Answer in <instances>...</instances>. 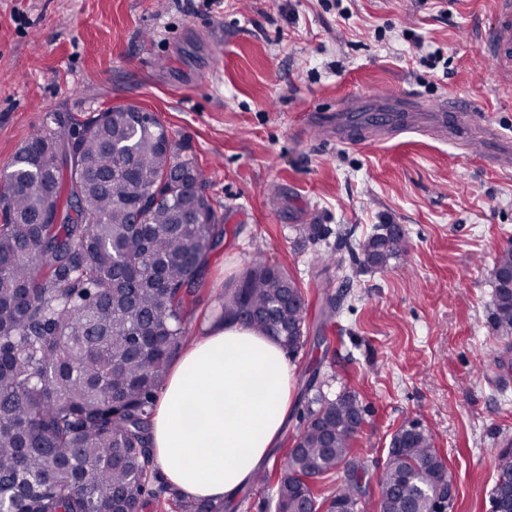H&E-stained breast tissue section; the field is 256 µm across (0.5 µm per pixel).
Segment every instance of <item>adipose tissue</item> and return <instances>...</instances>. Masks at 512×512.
<instances>
[{
    "label": "adipose tissue",
    "mask_w": 512,
    "mask_h": 512,
    "mask_svg": "<svg viewBox=\"0 0 512 512\" xmlns=\"http://www.w3.org/2000/svg\"><path fill=\"white\" fill-rule=\"evenodd\" d=\"M289 383L276 339L215 323L173 366L153 417L164 481L193 498H234L283 434Z\"/></svg>",
    "instance_id": "ef3b65f1"
}]
</instances>
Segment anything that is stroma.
Wrapping results in <instances>:
<instances>
[{"instance_id":"obj_1","label":"stroma","mask_w":512,"mask_h":512,"mask_svg":"<svg viewBox=\"0 0 512 512\" xmlns=\"http://www.w3.org/2000/svg\"><path fill=\"white\" fill-rule=\"evenodd\" d=\"M0 0V168L47 113L134 104L199 161L227 234L189 307L188 342L216 320L226 283L266 262L307 301L290 359L300 430L312 372L367 409L355 443L377 472L391 435L419 422L445 457L453 512H491L495 457L512 447V352L490 320L493 262L512 244V168L484 143L424 131L455 95L462 125L512 140L477 45L494 0ZM440 50L447 67L431 68ZM407 132L373 141L400 96ZM344 126L346 142L336 140ZM308 224L319 225L311 237ZM402 225L405 261L354 276L321 264L336 232ZM339 307L326 315L327 297Z\"/></svg>"}]
</instances>
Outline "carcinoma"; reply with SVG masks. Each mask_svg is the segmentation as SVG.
<instances>
[{
    "label": "carcinoma",
    "mask_w": 512,
    "mask_h": 512,
    "mask_svg": "<svg viewBox=\"0 0 512 512\" xmlns=\"http://www.w3.org/2000/svg\"><path fill=\"white\" fill-rule=\"evenodd\" d=\"M164 126L118 105L84 120L53 112L0 170V512H141L168 494L175 512H221L162 482L150 455L157 393L185 339L186 305L226 229L205 193L172 174ZM78 145V154L60 151ZM144 214L131 222L134 211ZM408 253L404 231L377 224L364 240L339 233L324 263L385 269ZM221 319L305 346L307 303L295 281L258 263L225 291ZM491 322L512 339V290L495 282ZM301 428L266 512H365L368 471L353 452L365 413L349 391L335 396L312 377ZM378 474L379 509L438 512L448 469L427 431L411 432ZM329 494L314 482L334 474ZM512 449L496 457L490 501L512 510Z\"/></svg>",
    "instance_id": "cac0c4a2"
}]
</instances>
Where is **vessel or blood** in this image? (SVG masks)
Segmentation results:
<instances>
[{
  "label": "vessel or blood",
  "instance_id": "1",
  "mask_svg": "<svg viewBox=\"0 0 512 512\" xmlns=\"http://www.w3.org/2000/svg\"><path fill=\"white\" fill-rule=\"evenodd\" d=\"M495 22L485 30L479 42L480 52L490 60L492 79L501 94L512 96V0H495ZM481 138L492 141L494 162L512 164V143L497 139L487 128H480Z\"/></svg>",
  "mask_w": 512,
  "mask_h": 512
}]
</instances>
